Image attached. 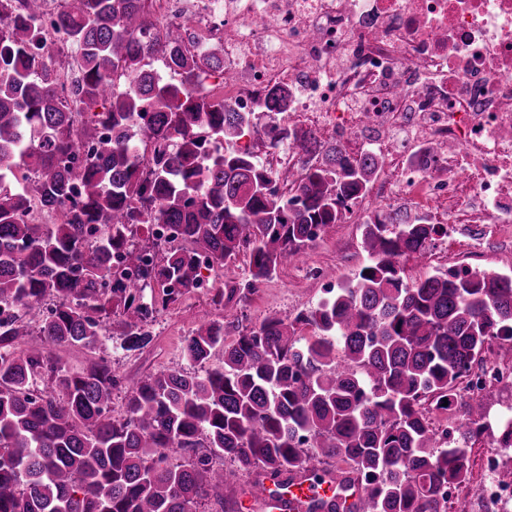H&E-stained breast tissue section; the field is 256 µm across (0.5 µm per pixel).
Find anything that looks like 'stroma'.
<instances>
[{
	"mask_svg": "<svg viewBox=\"0 0 512 512\" xmlns=\"http://www.w3.org/2000/svg\"><path fill=\"white\" fill-rule=\"evenodd\" d=\"M365 259L359 225L349 221L336 225L304 257L285 263L250 295L246 306L249 325H259L272 313L290 321L298 312L315 307L324 290L321 281L309 276V268L335 271L337 279L342 280L356 273ZM405 266L414 278L453 266L512 275V224L454 225L448 235L447 252L422 259L410 257ZM248 278L249 260L243 254L224 269L210 272L208 287L194 290L159 313L150 327L152 341L141 350L125 351L117 335L106 337L101 353L111 360L113 372L122 379L119 389L112 393L115 416L124 414L127 391L142 377L159 369L185 366V337L199 325L223 314L213 301L217 288L230 280L243 283Z\"/></svg>",
	"mask_w": 512,
	"mask_h": 512,
	"instance_id": "1",
	"label": "stroma"
}]
</instances>
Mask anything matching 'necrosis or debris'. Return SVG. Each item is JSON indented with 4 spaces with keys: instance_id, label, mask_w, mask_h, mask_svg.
Wrapping results in <instances>:
<instances>
[{
    "instance_id": "4bbe7bcc",
    "label": "necrosis or debris",
    "mask_w": 512,
    "mask_h": 512,
    "mask_svg": "<svg viewBox=\"0 0 512 512\" xmlns=\"http://www.w3.org/2000/svg\"><path fill=\"white\" fill-rule=\"evenodd\" d=\"M224 48L234 111L383 157L375 201L425 224H512V0H157ZM448 143V152L434 151ZM241 147L300 171L297 148ZM512 445L486 459L473 512H512Z\"/></svg>"
}]
</instances>
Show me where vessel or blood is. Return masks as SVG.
I'll return each instance as SVG.
<instances>
[{"instance_id":"1","label":"vessel or blood","mask_w":512,"mask_h":512,"mask_svg":"<svg viewBox=\"0 0 512 512\" xmlns=\"http://www.w3.org/2000/svg\"><path fill=\"white\" fill-rule=\"evenodd\" d=\"M361 493L358 480L342 482L310 464L256 487L246 507L248 512H310L324 501L355 503Z\"/></svg>"}]
</instances>
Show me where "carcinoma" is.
<instances>
[{
	"label": "carcinoma",
	"instance_id": "1",
	"mask_svg": "<svg viewBox=\"0 0 512 512\" xmlns=\"http://www.w3.org/2000/svg\"><path fill=\"white\" fill-rule=\"evenodd\" d=\"M45 12L46 0H0V512H240L224 489L309 463L356 475L365 497L346 512H448L442 488L472 484L469 443L488 411L460 384L493 346L512 348V276L408 277L403 260L444 228L391 210L362 225L367 262L316 307L244 325L238 305L341 223L383 159L285 128L316 163L297 197L280 195L274 179L293 173L236 147L257 129L250 115L196 91L233 75L221 46L184 48L190 18L155 21L151 0H61L54 40ZM164 56L167 78L151 66ZM100 128L111 136L70 165ZM157 140L169 153L147 165ZM154 224L186 246L143 270L136 238ZM243 250L250 280L213 297L236 313L193 330V369L146 375L124 416L106 358L71 370L49 350L93 351L112 319L121 348L146 347L156 315L202 285L200 257L222 267ZM218 349L224 366L205 369ZM434 409L454 414L453 439Z\"/></svg>",
	"mask_w": 512,
	"mask_h": 512
}]
</instances>
